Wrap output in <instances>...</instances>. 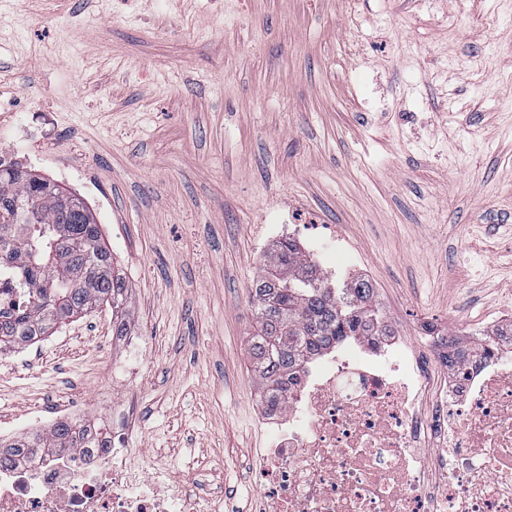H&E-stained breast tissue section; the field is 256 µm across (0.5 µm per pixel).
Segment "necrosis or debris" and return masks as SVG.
<instances>
[{
  "mask_svg": "<svg viewBox=\"0 0 512 512\" xmlns=\"http://www.w3.org/2000/svg\"><path fill=\"white\" fill-rule=\"evenodd\" d=\"M428 362L352 349L319 358L266 416L253 512H512V361L507 337L449 365L443 339ZM436 392L430 409L419 408ZM132 417L112 411L106 437L36 461L0 463V512H182L174 484L145 491L126 462Z\"/></svg>",
  "mask_w": 512,
  "mask_h": 512,
  "instance_id": "1",
  "label": "necrosis or debris"
}]
</instances>
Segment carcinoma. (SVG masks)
<instances>
[{
	"mask_svg": "<svg viewBox=\"0 0 512 512\" xmlns=\"http://www.w3.org/2000/svg\"><path fill=\"white\" fill-rule=\"evenodd\" d=\"M8 265L28 290L30 306L0 323V348L30 345L52 326L101 304L112 306V335L130 332V293L124 272L102 242L85 202L49 179L0 157V267ZM257 332L251 338L262 368L264 399L286 405L290 387L315 357L363 336L390 331L370 280L333 287L293 239L279 241L253 279ZM90 418L60 421L46 434L0 443L7 453L86 446Z\"/></svg>",
	"mask_w": 512,
	"mask_h": 512,
	"instance_id": "cac0c4a2",
	"label": "carcinoma"
}]
</instances>
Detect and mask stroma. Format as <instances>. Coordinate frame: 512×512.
<instances>
[{
  "label": "stroma",
  "mask_w": 512,
  "mask_h": 512,
  "mask_svg": "<svg viewBox=\"0 0 512 512\" xmlns=\"http://www.w3.org/2000/svg\"><path fill=\"white\" fill-rule=\"evenodd\" d=\"M0 153L80 194L131 287L0 352V426L132 409L196 512L268 441L250 285L342 243L407 349L512 322V0H0Z\"/></svg>",
  "instance_id": "35a3bbf8"
}]
</instances>
